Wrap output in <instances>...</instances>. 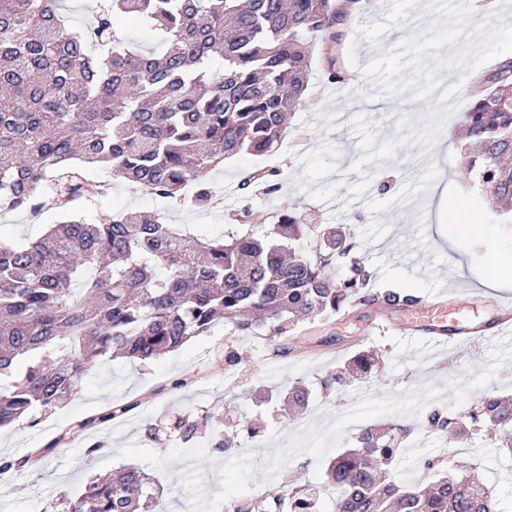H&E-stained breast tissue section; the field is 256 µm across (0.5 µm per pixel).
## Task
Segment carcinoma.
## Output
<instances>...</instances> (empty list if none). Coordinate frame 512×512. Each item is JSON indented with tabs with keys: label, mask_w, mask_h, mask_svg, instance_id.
I'll return each mask as SVG.
<instances>
[{
	"label": "carcinoma",
	"mask_w": 512,
	"mask_h": 512,
	"mask_svg": "<svg viewBox=\"0 0 512 512\" xmlns=\"http://www.w3.org/2000/svg\"><path fill=\"white\" fill-rule=\"evenodd\" d=\"M65 0H0V207L65 215L35 242H0V428L74 397L82 377L113 356L147 360L208 332L219 318L247 334L282 336L302 319L334 315L352 303L390 307L419 301L407 291L366 290L370 274L354 261L345 279L330 265L348 248L300 253L312 232L295 212L267 230L248 223L208 241L159 216L133 211L95 223L73 214L101 187L86 164L149 194L196 210L221 200L210 173L239 154L262 156L279 144L309 78L307 46L327 40L347 16L339 0H109L84 32L61 13ZM129 22L157 48L120 39ZM476 95L461 127L477 152L462 166L512 222V62L500 64ZM370 370L359 355L324 381ZM288 403L308 410L305 389ZM503 432L512 455V398L491 387L462 412L433 410L426 424L468 443L475 428ZM395 438L371 427L333 458L323 485L332 512H502L479 474L464 469L433 482L387 475ZM213 452L235 453L211 435ZM160 492L139 467L95 481L68 512H158ZM233 512H320L311 490H272Z\"/></svg>",
	"instance_id": "cac0c4a2"
}]
</instances>
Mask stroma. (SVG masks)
I'll return each instance as SVG.
<instances>
[{"label":"stroma","instance_id":"1","mask_svg":"<svg viewBox=\"0 0 512 512\" xmlns=\"http://www.w3.org/2000/svg\"><path fill=\"white\" fill-rule=\"evenodd\" d=\"M493 6L494 33L461 24L453 0H355L335 28L339 39L315 44L310 81L288 134L267 154L225 159L212 171L224 208L241 204L246 172H278L281 191H256L252 221L272 224L285 211L306 223L342 228L373 273L375 291L407 289L426 302H453L449 329L487 322L496 301L512 298V265L492 275L491 255H512V223H502L461 168L466 146L454 120L474 100L470 75L487 77L512 56V0H474L473 11ZM339 75L329 83L328 70ZM441 155L430 169L421 159ZM466 206L475 224L456 235L451 222ZM87 217L126 209L156 212L184 225L198 239L225 230L226 218L160 199L131 183L116 182L101 197L79 203ZM60 216L0 212V242L36 241ZM481 292L464 300V288ZM402 321L400 308L354 303L334 317L311 318L285 336L266 330L243 335L220 323L155 360H104L84 375L78 395L0 430V512H65V503L97 477L137 465L162 488L163 512H227L235 500L263 498L288 484L318 485L336 452L353 447L361 426L393 419L416 422L418 445L401 456L402 469L423 459L441 469L458 460L446 440L421 421L428 410L477 400L481 391L512 374V337L432 350L423 337L399 330L371 336L378 316ZM236 351L237 364L225 357ZM379 365L367 383L351 382L329 394L321 379L360 352ZM304 386L323 412L294 430L283 400L267 389ZM214 416L243 447L232 458L211 453L206 438L186 444L175 420ZM154 428L149 441L145 428ZM499 434L480 431L472 465L501 512H512V459L502 456ZM39 463L24 468L33 451Z\"/></svg>","mask_w":512,"mask_h":512}]
</instances>
